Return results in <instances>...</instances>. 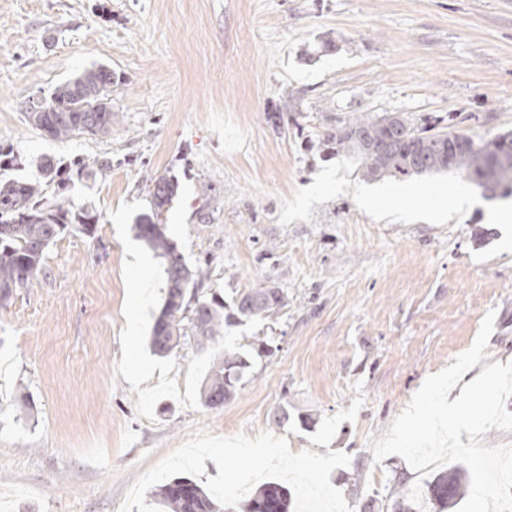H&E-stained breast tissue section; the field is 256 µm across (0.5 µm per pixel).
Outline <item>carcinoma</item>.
Segmentation results:
<instances>
[{
  "instance_id": "cac0c4a2",
  "label": "carcinoma",
  "mask_w": 512,
  "mask_h": 512,
  "mask_svg": "<svg viewBox=\"0 0 512 512\" xmlns=\"http://www.w3.org/2000/svg\"><path fill=\"white\" fill-rule=\"evenodd\" d=\"M92 92L85 97L80 90ZM112 70L100 65L60 84L38 112H26L32 127L54 139L74 135H104L112 131V109L99 111V103L110 100ZM381 117L364 112L332 129L323 138L324 150L352 157L360 162L358 172L368 180L384 176L401 179L456 171L478 188L503 186V196L512 195V174L496 170L491 160L504 152H512V133L468 142L448 155L440 141L453 132L427 121L421 126L404 119L406 129L419 141V155L411 154L409 141L403 136L391 140L372 154L365 153L353 139L357 130L377 126ZM41 169L44 182L23 179H0V306L10 301L19 288H31L42 277L43 259L49 245L64 232L94 234L98 217L89 210L60 196L52 200L44 196V187L53 183L64 187V171L49 159ZM177 192V183L167 177L153 180L151 211L135 219L137 236L164 261L166 295L155 319L149 345L154 354L167 356L181 343L194 340L199 345L224 335V327L263 316L287 305L288 297L278 287L266 286L242 293L234 307L224 311V301L217 294L198 296V287L206 271L187 262L177 244L161 224ZM201 304L199 311L189 309L191 295ZM248 367L247 356L224 350L213 363L203 389L204 404L216 408L235 397ZM465 472L460 467L436 475L425 483L424 495L434 505V512H448L467 491ZM158 497L166 512H221L220 502L196 482L182 477L160 486ZM291 493L277 482L262 484L244 505V512H290Z\"/></svg>"
}]
</instances>
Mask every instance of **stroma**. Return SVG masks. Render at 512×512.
<instances>
[{"label":"stroma","instance_id":"obj_1","mask_svg":"<svg viewBox=\"0 0 512 512\" xmlns=\"http://www.w3.org/2000/svg\"><path fill=\"white\" fill-rule=\"evenodd\" d=\"M328 38L338 49L321 53ZM99 65L110 133L53 139L27 122V98ZM363 112L512 132V0H0L5 176L41 181L45 157L107 163L65 189L98 216L93 235L61 234L45 277L0 307V512H160L156 489L179 476L226 512L271 481L293 512H394L419 473L375 463L371 441L487 313L486 363L512 362V223L456 172L368 181L325 157L324 135ZM160 176L178 182L162 219L207 272L199 294L229 306L276 285L286 307L151 352L166 280L133 222ZM451 185L471 206L426 219ZM132 246L158 284L134 331ZM228 348L251 356L244 387L210 408L202 383Z\"/></svg>","mask_w":512,"mask_h":512}]
</instances>
